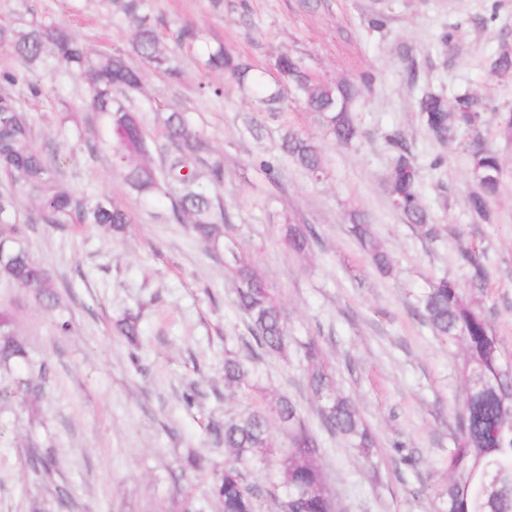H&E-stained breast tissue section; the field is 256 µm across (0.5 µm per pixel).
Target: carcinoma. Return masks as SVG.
I'll use <instances>...</instances> for the list:
<instances>
[{
	"label": "carcinoma",
	"instance_id": "cac0c4a2",
	"mask_svg": "<svg viewBox=\"0 0 512 512\" xmlns=\"http://www.w3.org/2000/svg\"><path fill=\"white\" fill-rule=\"evenodd\" d=\"M106 9L122 17L130 30L129 49L94 51L65 26L32 21L23 28L0 21V46L12 49L34 70L53 59L69 75L83 80L90 122L108 129L112 164L124 173L129 191L143 200L164 197L170 201L174 219L191 225L204 248L224 258V271L235 288L239 309L250 323L258 348L273 354L288 351L285 314L274 288L256 268L254 261L226 231L222 205H214L207 186L224 183V162L204 134L184 112L174 109L157 113L154 122L162 140L151 137L143 118L144 95L140 66L153 68L171 81L182 76L179 54L193 56L205 73L229 75L252 98L274 109L288 92L303 102L314 122L337 142L348 144L357 136L352 103L358 95L353 83H330L314 79L296 58L284 55L275 62L281 80L235 56L222 43L212 44L203 29L179 25L172 34L174 46L163 43L156 23L145 11L144 0H101ZM503 77L512 76V51L503 50L491 63ZM24 83L28 96L39 98L42 86L12 71H0V236L18 231V197L31 202L30 224H95L124 230L130 223L128 211L114 201L71 189L56 165L54 150L39 147L33 121L21 98L4 86ZM419 110L430 134L446 144L464 141L468 174L475 185L468 199L470 211L489 218V207L499 194L504 168L498 153L485 143L480 126L487 104L468 93L453 103L441 95L425 92ZM397 147L386 177L389 202L425 238L436 234L431 216L420 198L417 166L409 149L395 137ZM282 152L301 169L319 180L325 172L317 143L288 129ZM350 233L374 267L390 273L388 251L374 237L362 213H351ZM313 236L307 224H284L281 238L288 250L303 253ZM3 248L0 277L31 288L46 308L56 296L53 272L21 249ZM472 268L476 289L485 284L483 253L463 250ZM417 312L442 342L463 346L458 376L464 389L457 414L458 436L448 449V485L438 494L435 512H487L493 501L496 512H512V372L503 358L501 340L492 330L478 300L458 285L441 277L431 281L417 300ZM306 360L307 386L317 402L324 428L347 438L354 447L369 452L375 441L357 404L341 395L333 374L315 344L301 346ZM25 356L16 338L11 315L0 310V367ZM482 376L494 386L489 397H478L471 380ZM224 387L246 397L261 395L263 404L234 413L211 426L212 441L223 446L224 466L215 471L211 495L221 512H257L259 490L247 481L244 468L251 463L277 460L276 479L265 490L278 512H333L323 472L316 462L317 440L288 396L270 393L255 378L239 352L224 356ZM278 427L288 433V446H280L272 435ZM498 476L491 494L484 493L486 476Z\"/></svg>",
	"mask_w": 512,
	"mask_h": 512
}]
</instances>
